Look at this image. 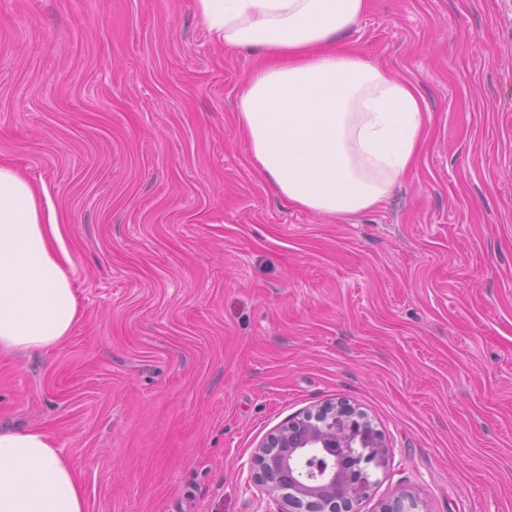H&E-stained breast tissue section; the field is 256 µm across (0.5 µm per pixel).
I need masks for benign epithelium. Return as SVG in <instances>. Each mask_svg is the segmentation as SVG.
<instances>
[{
    "instance_id": "7a95c632",
    "label": "benign epithelium",
    "mask_w": 512,
    "mask_h": 512,
    "mask_svg": "<svg viewBox=\"0 0 512 512\" xmlns=\"http://www.w3.org/2000/svg\"><path fill=\"white\" fill-rule=\"evenodd\" d=\"M385 445L371 423L344 404L288 421L256 452L255 480L307 512H353L370 489L368 466Z\"/></svg>"
}]
</instances>
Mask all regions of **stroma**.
I'll use <instances>...</instances> for the list:
<instances>
[{
    "label": "stroma",
    "instance_id": "obj_1",
    "mask_svg": "<svg viewBox=\"0 0 512 512\" xmlns=\"http://www.w3.org/2000/svg\"><path fill=\"white\" fill-rule=\"evenodd\" d=\"M339 46L432 120L335 219L258 172L257 59L191 0H0V163L48 190L83 310L0 352V427L46 433L86 512H285L254 452L340 401L388 446L357 512H512V0H368Z\"/></svg>",
    "mask_w": 512,
    "mask_h": 512
}]
</instances>
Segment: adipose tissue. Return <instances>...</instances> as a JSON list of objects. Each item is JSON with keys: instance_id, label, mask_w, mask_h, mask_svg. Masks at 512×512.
<instances>
[{"instance_id": "adipose-tissue-1", "label": "adipose tissue", "mask_w": 512, "mask_h": 512, "mask_svg": "<svg viewBox=\"0 0 512 512\" xmlns=\"http://www.w3.org/2000/svg\"><path fill=\"white\" fill-rule=\"evenodd\" d=\"M212 41L264 56L236 123L261 175L288 203L326 216L377 208L413 170L429 113L419 89L336 48L367 0H193ZM0 165V350L58 346L80 320L59 217ZM0 512H85L54 442L0 429Z\"/></svg>"}]
</instances>
